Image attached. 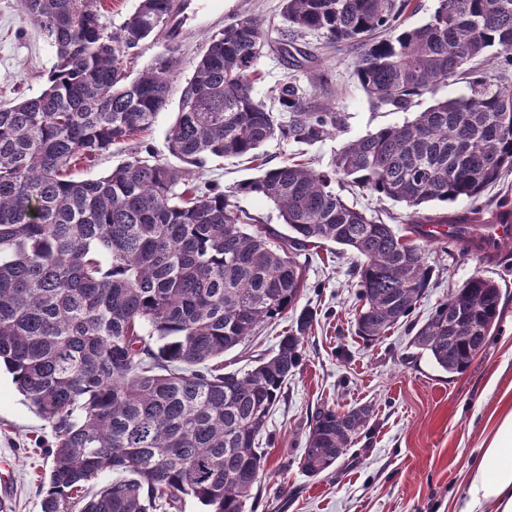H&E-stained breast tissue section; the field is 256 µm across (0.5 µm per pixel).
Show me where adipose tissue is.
Segmentation results:
<instances>
[{
  "label": "adipose tissue",
  "instance_id": "ef3b65f1",
  "mask_svg": "<svg viewBox=\"0 0 512 512\" xmlns=\"http://www.w3.org/2000/svg\"><path fill=\"white\" fill-rule=\"evenodd\" d=\"M450 512H512V399L492 419V432Z\"/></svg>",
  "mask_w": 512,
  "mask_h": 512
}]
</instances>
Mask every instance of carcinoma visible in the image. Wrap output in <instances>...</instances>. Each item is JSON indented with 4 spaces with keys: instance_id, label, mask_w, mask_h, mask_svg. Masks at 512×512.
Instances as JSON below:
<instances>
[{
    "instance_id": "obj_1",
    "label": "carcinoma",
    "mask_w": 512,
    "mask_h": 512,
    "mask_svg": "<svg viewBox=\"0 0 512 512\" xmlns=\"http://www.w3.org/2000/svg\"><path fill=\"white\" fill-rule=\"evenodd\" d=\"M414 0H283L280 50L307 31L354 47L367 97L407 112L442 83L466 93L411 121L346 143L328 168L285 161L229 191L199 184L214 158L254 156L268 141L314 144L346 115L317 107L295 79L278 108L254 97L262 19L211 36L180 95L168 150L183 163L129 154L97 179L77 165L148 130L168 105L173 53L128 78L127 60L159 32L172 0H140L112 32L101 0H21L55 50L48 86L0 106V365L54 433L42 512H172L181 496L208 512H245L261 478L268 417L303 359L314 314L300 310L276 352L224 371V352L297 309L299 252L324 242L353 251L356 334L376 342L405 323L412 345L448 374L464 372L498 325L501 289L474 275L421 324L409 323L433 268L415 240L452 241L512 263V237L473 232L471 216L512 224V198L486 189L512 172V0H437L430 20L402 18ZM499 49L495 66L484 54ZM348 185L404 205L411 236L367 217L336 192ZM251 194L275 206L287 244L238 209ZM469 202V215L420 212ZM369 406L311 412L300 469L317 476L351 448ZM116 474L95 495L85 486Z\"/></svg>"
}]
</instances>
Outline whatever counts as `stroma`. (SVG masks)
<instances>
[{
    "instance_id": "35a3bbf8",
    "label": "stroma",
    "mask_w": 512,
    "mask_h": 512,
    "mask_svg": "<svg viewBox=\"0 0 512 512\" xmlns=\"http://www.w3.org/2000/svg\"><path fill=\"white\" fill-rule=\"evenodd\" d=\"M281 8L282 0H221L201 18L183 20L181 36L164 34L144 42L128 66L130 75L174 52L175 94L150 130L114 147L94 164L77 167L75 178L101 177L143 145L156 159L170 161L167 136L179 109V89L209 36L244 15L262 19L267 41L258 61L256 97L269 100L275 86L291 75L312 101H335L337 111L348 116L347 127L312 145L270 141L257 162L247 156L212 160L204 180L227 191L258 176L261 167L272 168L288 159L322 171L348 141L413 119L410 111L372 106L353 72L350 52L328 48L321 33H306L300 41L315 55L314 63L301 69L287 64L276 50ZM55 62L53 48L28 21L20 0H0V102L40 94ZM427 252L433 276L414 320L427 319L451 289L476 273L495 280L502 291L497 329L461 374L444 373L411 347L406 328L373 343L355 335L358 288L356 257L350 250L332 245L300 255L305 288L299 305L315 311L316 319L305 335L302 363L268 419L271 446L262 477L252 490L254 512H448L449 499L465 491L467 470L490 434L486 419L500 395L512 388V267L459 247L444 250L435 243ZM293 323V318L281 319L226 352L225 371L244 372L271 357ZM323 401L341 411L367 405L372 416L348 455L311 477L302 472L298 459L311 411ZM52 440L48 422L25 402L11 374L1 368L0 459L9 465L12 477L0 486V497L11 503L13 512H41L50 464L46 450Z\"/></svg>"
}]
</instances>
